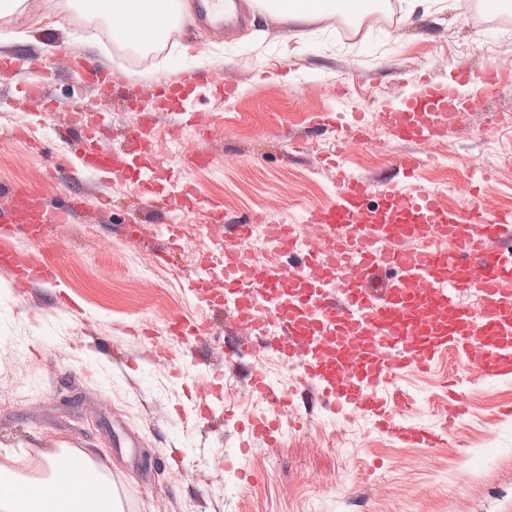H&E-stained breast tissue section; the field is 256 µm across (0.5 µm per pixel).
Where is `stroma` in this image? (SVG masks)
I'll list each match as a JSON object with an SVG mask.
<instances>
[{"label": "stroma", "mask_w": 512, "mask_h": 512, "mask_svg": "<svg viewBox=\"0 0 512 512\" xmlns=\"http://www.w3.org/2000/svg\"><path fill=\"white\" fill-rule=\"evenodd\" d=\"M185 2L189 19L148 63L128 58L105 15L88 47L80 10L55 0L40 3L59 23L50 52L0 43V53L31 62L25 76L0 78V184L28 185L45 208L72 191L94 201L77 223L47 229L58 254L55 283L21 286L0 273V466L37 483L45 453L102 449L124 512H512V418L498 415L512 402V381L472 387L467 360L452 353L429 373L400 374L396 387L413 398L406 418L443 424L449 376L470 409L441 447H406L379 434L368 416L336 415L263 345L227 354L225 342L236 338L228 312L190 285L202 274L223 285L220 266L205 270L201 262L248 215L318 235L300 218L332 199L335 171L323 157L360 114L370 118L369 142L340 158L355 175L402 181L396 160L411 152L423 161L420 182L447 180L446 207L512 208V31L493 21L512 14V0L492 10L483 0H447L443 10L412 15L405 0H394L392 18L374 26L349 19L347 47L334 24L296 28L257 0H247L236 22L203 18L195 0ZM75 55L125 81L104 115L111 133L99 142L125 166L108 183L74 166L62 187L49 173L79 103ZM212 66L221 77L203 79ZM492 68L498 79L474 85L480 102L465 112L462 132L414 147L392 136L385 116L413 106L420 75L445 86ZM272 72L281 82L269 81ZM27 77L46 80L53 111L13 108ZM228 83L237 87L231 98ZM146 115L153 128L138 146L128 134ZM18 125L28 142L9 137ZM193 148L208 155V167L188 163ZM442 157L452 162L448 170L434 165ZM158 161L171 176L156 181L157 199L147 204L140 191ZM185 186L193 195L167 210ZM214 203L224 223L209 222ZM180 229L184 237L171 241ZM177 316L197 335H170L167 323ZM255 365L292 393L302 430L272 421L248 383ZM259 422L275 426L277 447L258 438L242 454L241 441Z\"/></svg>", "instance_id": "1"}]
</instances>
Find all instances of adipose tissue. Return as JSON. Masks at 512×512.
Instances as JSON below:
<instances>
[{
  "label": "adipose tissue",
  "instance_id": "ef3b65f1",
  "mask_svg": "<svg viewBox=\"0 0 512 512\" xmlns=\"http://www.w3.org/2000/svg\"><path fill=\"white\" fill-rule=\"evenodd\" d=\"M284 23L305 25L336 15L335 0H263ZM112 29L130 44L155 41L171 23L187 20L181 0H112ZM50 463L41 496L26 494L23 479L0 469V512H123L108 464L85 451H60Z\"/></svg>",
  "mask_w": 512,
  "mask_h": 512
}]
</instances>
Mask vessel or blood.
Wrapping results in <instances>:
<instances>
[{
	"label": "vessel or blood",
	"mask_w": 512,
	"mask_h": 512,
	"mask_svg": "<svg viewBox=\"0 0 512 512\" xmlns=\"http://www.w3.org/2000/svg\"><path fill=\"white\" fill-rule=\"evenodd\" d=\"M78 77L93 85L100 110L121 83L91 65ZM461 105L455 92L422 86L414 111L390 113L392 132L415 143L447 137L462 126ZM81 130L69 159L92 174L120 169L119 154L96 149L93 127ZM398 166L403 183L382 187L338 169L333 200L304 218L323 229L320 239L305 241L259 214L236 223L222 248L224 289L244 334L234 351L265 343L337 410L371 415L400 441L436 448L444 434L402 417L409 396L390 383L404 370L431 369L450 351L468 359L473 386L512 379V209L447 208L418 183L419 157L403 155ZM10 193L13 204L0 210V270L20 282H52L45 229L75 223L88 201L74 196L42 210L20 189ZM257 226L281 253H301V268L241 265L240 248ZM467 291L478 294L479 309L463 306ZM251 385L261 398L293 403L263 368L252 369Z\"/></svg>",
	"instance_id": "b4317fda"
}]
</instances>
